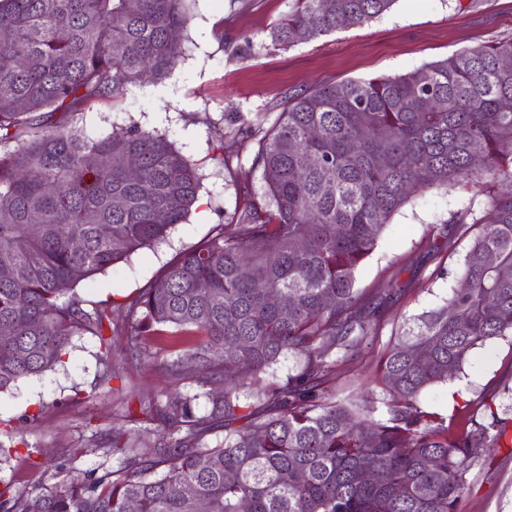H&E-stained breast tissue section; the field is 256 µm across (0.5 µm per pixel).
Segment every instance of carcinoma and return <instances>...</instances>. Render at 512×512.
I'll use <instances>...</instances> for the list:
<instances>
[{"label": "carcinoma", "mask_w": 512, "mask_h": 512, "mask_svg": "<svg viewBox=\"0 0 512 512\" xmlns=\"http://www.w3.org/2000/svg\"><path fill=\"white\" fill-rule=\"evenodd\" d=\"M186 0H0V393L64 363L71 337L109 349L108 301L83 281L166 242L199 202L200 176L162 134L93 137L73 116L185 55ZM396 0H294L270 33L285 48L388 12ZM512 40L401 75L329 81L256 124L264 205L181 254L129 305L123 335L164 342L161 369L209 389L210 418L174 393L160 427L112 436L124 466L0 490V512H455L486 433L448 438L421 393L469 351L512 336ZM138 156V178L124 162ZM467 187L448 223L479 227L448 305L422 314L378 370L387 417L338 396V355L378 309L356 274L414 192ZM486 200H480V197ZM40 218L30 229L32 216ZM111 228L108 236L99 226ZM262 287H257V284ZM278 305L269 303V295ZM300 356L284 378L273 367ZM224 440L211 446V420Z\"/></svg>", "instance_id": "obj_1"}]
</instances>
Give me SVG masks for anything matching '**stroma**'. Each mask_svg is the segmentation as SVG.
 I'll return each mask as SVG.
<instances>
[{"label": "stroma", "instance_id": "1", "mask_svg": "<svg viewBox=\"0 0 512 512\" xmlns=\"http://www.w3.org/2000/svg\"><path fill=\"white\" fill-rule=\"evenodd\" d=\"M290 8L291 0H188L186 54L177 68L79 114L91 135L130 123L166 134L202 176L198 208L167 243L80 283L76 292L86 303L110 301L121 316L169 262L235 223L245 199L262 201L252 129L271 127L294 91L405 74L465 48L512 39V0H396L367 23L271 49L268 34ZM467 198L432 189L393 216L356 281L364 300L381 303V314L373 336L339 359L337 394L367 395L385 413L388 397L375 385V370L397 336L445 306L457 286L474 232L448 218ZM442 233L447 245L430 251ZM166 357L131 353L117 332L107 351L97 337L76 336L64 365L0 394V445L11 450L0 458V490L22 493L55 474L120 468L122 456L105 451L113 429L146 425L167 394L193 396L196 416L209 417L196 374L167 379L160 369ZM106 367L114 374L107 385L98 380ZM420 403L447 419L452 434L500 421L505 436L470 463L456 512H512V337L474 348L461 372L427 389Z\"/></svg>", "mask_w": 512, "mask_h": 512}]
</instances>
